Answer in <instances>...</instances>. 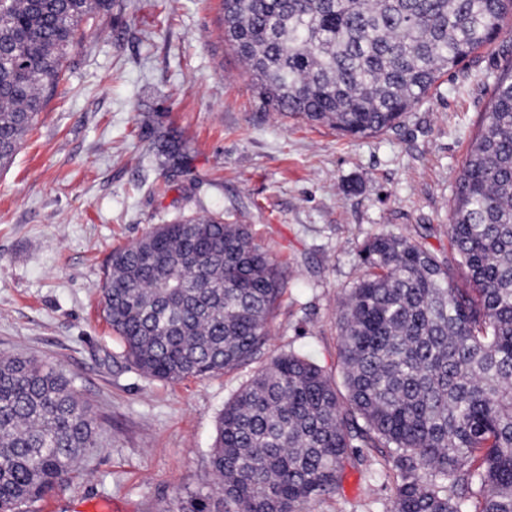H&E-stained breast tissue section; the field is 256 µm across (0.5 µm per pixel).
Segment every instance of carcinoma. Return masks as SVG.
<instances>
[{"instance_id":"cac0c4a2","label":"carcinoma","mask_w":512,"mask_h":512,"mask_svg":"<svg viewBox=\"0 0 512 512\" xmlns=\"http://www.w3.org/2000/svg\"><path fill=\"white\" fill-rule=\"evenodd\" d=\"M112 0H0V166L57 87L83 21ZM224 40L263 104L366 138L495 40L512 0H223ZM165 163L183 145L160 140ZM450 264L396 234L367 239L340 302L342 384L300 353L224 405L216 477L177 512H304L336 492L351 448L393 476L390 512H512V65L496 78L449 216ZM283 293L247 224H159L115 250L103 313L142 374L177 383L253 360ZM63 372L0 357V512H23L95 447Z\"/></svg>"}]
</instances>
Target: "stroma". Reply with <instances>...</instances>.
Returning <instances> with one entry per match:
<instances>
[{"label":"stroma","mask_w":512,"mask_h":512,"mask_svg":"<svg viewBox=\"0 0 512 512\" xmlns=\"http://www.w3.org/2000/svg\"><path fill=\"white\" fill-rule=\"evenodd\" d=\"M44 112L0 168V355L61 369L98 424L97 446L27 512H79L105 496L127 512H175L214 486L217 419L284 352L340 380L337 310L358 252L400 234L448 261V218L467 151L512 64V21L388 131L352 139L268 111L224 40L221 0H116L84 23ZM188 148L170 171L159 135ZM181 216L247 224L287 287L257 362L163 382L124 359L102 312L113 250ZM372 457L345 460L336 494L305 512H389Z\"/></svg>","instance_id":"35a3bbf8"}]
</instances>
